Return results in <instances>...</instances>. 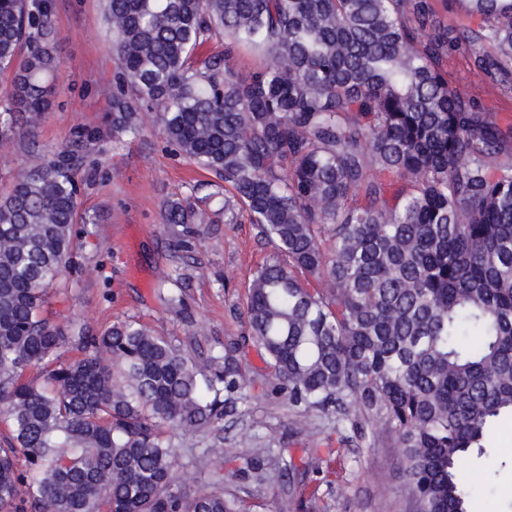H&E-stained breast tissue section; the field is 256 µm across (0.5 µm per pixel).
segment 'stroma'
I'll list each match as a JSON object with an SVG mask.
<instances>
[{"label":"stroma","instance_id":"35a3bbf8","mask_svg":"<svg viewBox=\"0 0 512 512\" xmlns=\"http://www.w3.org/2000/svg\"><path fill=\"white\" fill-rule=\"evenodd\" d=\"M49 2L58 31L53 105L40 117L22 121L15 134L0 142L2 194L31 153L48 160L77 133L97 134L88 160L73 170L81 266L71 272L67 291L52 297L48 312L58 322L74 320L95 331L136 320L178 339L188 355L205 357L219 343L245 333L238 312L246 302L253 271L272 247L258 225L225 223L217 197L210 203L212 221L199 225L192 250L174 249L163 218L165 203L209 196L212 175L176 155L160 135L152 112L141 113L138 135L113 143L110 101L118 60L102 2ZM447 70L449 83L462 97L479 100L502 121L512 120V93L502 94L472 58L450 56ZM165 272L176 277L187 314L160 301ZM249 362L258 387L242 411L227 415L222 423L218 445L225 454L239 452L245 433L255 435L257 447L298 451L335 431V415L320 412L310 413L306 425L298 426L286 398L266 396L260 389L269 372L260 352H251ZM176 444L177 473L186 492L211 490L219 480L251 512H275L277 502L289 495L296 499V512H408L400 451L391 440H353L330 457L324 474L311 475L303 484L276 472L261 483L229 473L221 477L215 456L206 451L207 441L180 437ZM503 457L509 458V465L489 472L476 487L482 512H512L510 418L499 424L484 455L471 456L467 468L487 470L489 463Z\"/></svg>","mask_w":512,"mask_h":512}]
</instances>
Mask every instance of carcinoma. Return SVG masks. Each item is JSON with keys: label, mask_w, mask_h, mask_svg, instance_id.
<instances>
[{"label": "carcinoma", "mask_w": 512, "mask_h": 512, "mask_svg": "<svg viewBox=\"0 0 512 512\" xmlns=\"http://www.w3.org/2000/svg\"><path fill=\"white\" fill-rule=\"evenodd\" d=\"M120 72L112 142L154 112L179 155L224 191V223L273 253L247 286V334L200 363L132 321L100 334L44 315L77 247L74 143L0 196V512H245L186 495L172 436H196L267 390L401 448L409 512H479L462 463L512 418V124L448 84V57L512 89V0H103ZM58 38L48 0H0V137L47 111ZM215 39L224 51L201 58ZM242 48L265 63L247 75ZM164 220L209 214L179 199ZM71 345L81 352L63 358ZM302 483L316 448H257Z\"/></svg>", "instance_id": "cac0c4a2"}]
</instances>
